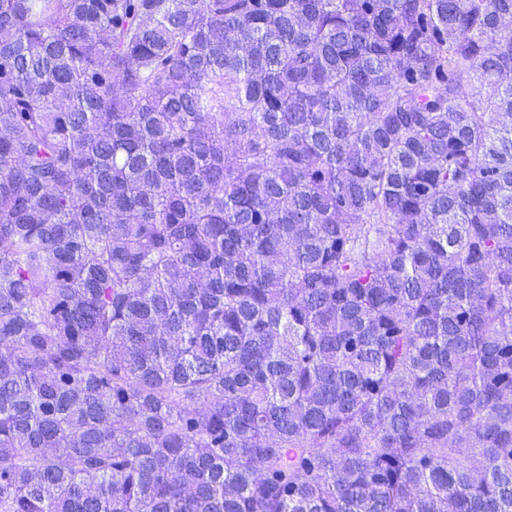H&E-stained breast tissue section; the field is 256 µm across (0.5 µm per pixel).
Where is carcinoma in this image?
Here are the masks:
<instances>
[{
  "instance_id": "carcinoma-1",
  "label": "carcinoma",
  "mask_w": 512,
  "mask_h": 512,
  "mask_svg": "<svg viewBox=\"0 0 512 512\" xmlns=\"http://www.w3.org/2000/svg\"><path fill=\"white\" fill-rule=\"evenodd\" d=\"M0 512H512V0H0Z\"/></svg>"
}]
</instances>
